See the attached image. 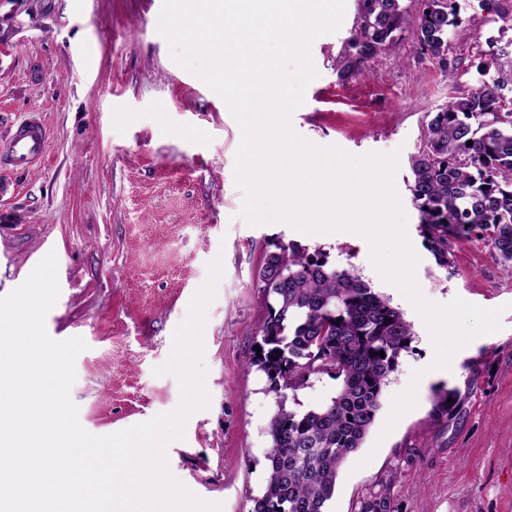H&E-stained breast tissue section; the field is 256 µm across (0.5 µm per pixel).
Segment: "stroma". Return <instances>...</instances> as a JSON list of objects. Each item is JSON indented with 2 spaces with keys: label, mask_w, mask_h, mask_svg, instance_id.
Masks as SVG:
<instances>
[{
  "label": "stroma",
  "mask_w": 512,
  "mask_h": 512,
  "mask_svg": "<svg viewBox=\"0 0 512 512\" xmlns=\"http://www.w3.org/2000/svg\"><path fill=\"white\" fill-rule=\"evenodd\" d=\"M403 5L406 20L390 46L360 61L348 42L356 0H346L339 30L312 44L317 76L292 126L316 145L354 155L399 151L395 184L423 294L504 312L500 331L473 339L450 369L423 375L416 407L386 434L393 397L434 357L423 320L379 277L359 235H309L241 217L240 127L217 93L172 60L157 32L162 0H0V139L33 112L50 129L45 166L0 171V297L56 254L60 295L45 327L53 339L86 342L71 398L81 426L104 436L178 406L177 378L154 369L168 359L208 262L222 257L203 334L211 404L189 418L168 460L180 482L223 512H250L267 476L275 406L265 375L249 366L266 314L257 274L266 253L288 244L320 250L358 274L414 332L328 512H362L380 497L392 512H512V276L476 241L454 243L441 263L408 189L427 113L454 87L480 85L479 52L511 41L512 25L483 21L478 0H458L463 25L449 36L451 70L419 53L418 6ZM439 389L452 391L455 409L434 421Z\"/></svg>",
  "instance_id": "35a3bbf8"
}]
</instances>
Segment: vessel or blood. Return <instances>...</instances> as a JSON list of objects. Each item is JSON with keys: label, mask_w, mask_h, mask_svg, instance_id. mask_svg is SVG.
<instances>
[{"label": "vessel or blood", "mask_w": 512, "mask_h": 512, "mask_svg": "<svg viewBox=\"0 0 512 512\" xmlns=\"http://www.w3.org/2000/svg\"><path fill=\"white\" fill-rule=\"evenodd\" d=\"M49 139L50 130L43 117L30 115L0 141V166L26 171L41 165L46 160Z\"/></svg>", "instance_id": "1"}]
</instances>
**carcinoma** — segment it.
Wrapping results in <instances>:
<instances>
[{
  "mask_svg": "<svg viewBox=\"0 0 512 512\" xmlns=\"http://www.w3.org/2000/svg\"><path fill=\"white\" fill-rule=\"evenodd\" d=\"M402 2L357 0L349 42L358 60L388 48L405 21ZM416 2L419 49L446 59L449 28L461 25L457 0ZM504 2L479 0L483 19L511 21ZM480 57L478 70L495 75L428 113L424 145L410 159L409 190L438 260L447 262L452 242L475 238L491 246L512 276V109L505 108L512 100V52L491 48ZM258 277L268 305L257 331L261 356L250 366L266 376L275 411L268 476L251 512H327L340 467L361 448L384 386L410 348L412 326L361 277L299 245L267 253ZM324 375L338 381L333 396L317 407H289L288 392ZM449 398L448 391L436 393L429 416L451 415Z\"/></svg>",
  "mask_w": 512,
  "mask_h": 512,
  "instance_id": "1",
  "label": "carcinoma"
}]
</instances>
